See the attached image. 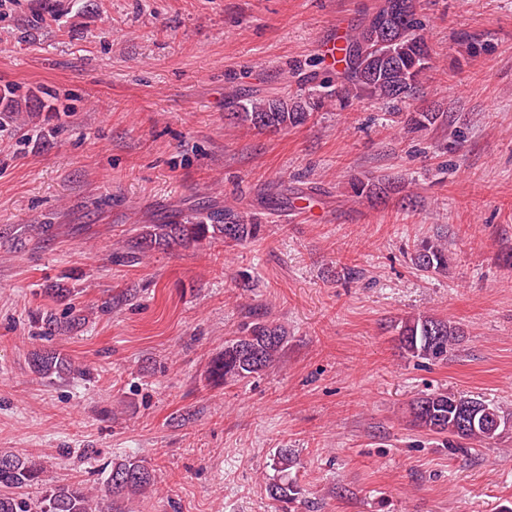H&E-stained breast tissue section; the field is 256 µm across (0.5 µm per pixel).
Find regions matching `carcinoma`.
<instances>
[{"mask_svg":"<svg viewBox=\"0 0 512 512\" xmlns=\"http://www.w3.org/2000/svg\"><path fill=\"white\" fill-rule=\"evenodd\" d=\"M423 23L417 15L416 0H383L369 20L343 37V68L339 76L327 75L318 83L322 88L316 101L288 102L278 97L236 99L230 103V115L250 123L260 131H277L305 124L311 110L326 102L347 105L352 99L404 103L413 98L427 72L432 68L429 46L422 34ZM456 41L463 52L477 56L487 44L480 35L461 32ZM448 122V113L434 110L406 113L405 123L411 130H426ZM393 188L389 178L370 177L351 184L355 197L377 199ZM262 225L247 223L246 216L231 209L216 210L204 221L181 222L177 218L165 224L143 226L132 260H140L156 247L189 246L206 239L221 238L226 244H241L256 238ZM416 267L423 271H441L448 267V244L427 242L416 250ZM80 324L78 317H59L50 312L36 318L44 336H53ZM399 348L411 358L444 361L463 332L446 319L431 314L408 316L395 327ZM286 335L272 322L256 319L243 324L239 335L224 342V352L211 361V383L227 385L253 378L268 369L280 355ZM34 372L49 377L68 367L67 360L55 349L32 354ZM410 414L415 426L443 438L449 448L482 445L497 438L501 428L512 421L502 407L470 395L446 391L426 393L413 400ZM293 464V450L279 448L273 455L274 470L281 477L269 484L270 496L286 505L300 495V488L288 480L285 472ZM155 475L137 461L116 464L107 479L106 495L115 500L129 492L152 486ZM45 483L39 459L21 458L0 452V512H111V507L78 483L50 484L40 500L30 501L19 490Z\"/></svg>","mask_w":512,"mask_h":512,"instance_id":"carcinoma-1","label":"carcinoma"}]
</instances>
